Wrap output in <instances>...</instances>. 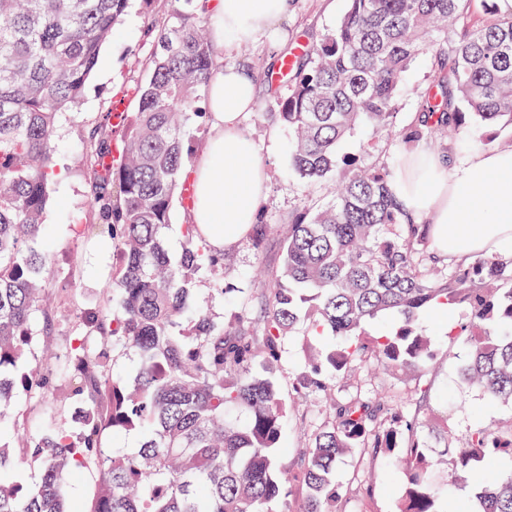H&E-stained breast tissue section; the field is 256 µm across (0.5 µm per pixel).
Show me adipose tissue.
Here are the masks:
<instances>
[{"label": "adipose tissue", "instance_id": "adipose-tissue-1", "mask_svg": "<svg viewBox=\"0 0 512 512\" xmlns=\"http://www.w3.org/2000/svg\"><path fill=\"white\" fill-rule=\"evenodd\" d=\"M291 6L292 0H211L210 39L220 51L252 43ZM255 101L245 70L217 65L205 101L209 133L185 177L192 188L187 221L218 251L247 238L267 190L266 168L241 126ZM394 190L416 222L430 224L438 253L470 260L512 252V150L483 151L454 165L412 152L403 157Z\"/></svg>", "mask_w": 512, "mask_h": 512}]
</instances>
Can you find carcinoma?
Masks as SVG:
<instances>
[{"instance_id":"1","label":"carcinoma","mask_w":512,"mask_h":512,"mask_svg":"<svg viewBox=\"0 0 512 512\" xmlns=\"http://www.w3.org/2000/svg\"><path fill=\"white\" fill-rule=\"evenodd\" d=\"M335 29L292 62L278 102L291 135L289 159L303 179L336 169L337 146L360 125L397 138L393 108L403 74L424 51L436 61V90L422 102L412 139L451 140L476 120L480 141L512 130V6L483 0L485 18L465 21L473 0H348ZM130 0H0V512H68L71 472L95 482L85 512H273L289 484L304 488L298 512H333L340 458L367 448L392 458L405 480L397 512H442L433 474L470 489L450 512H512V422L476 426L462 448L436 449L395 399L361 393L331 402L295 474L281 465L287 403L276 372L282 344L302 335L335 344L311 358L291 396L318 399L352 367L424 371L433 359L419 319L463 305L469 321L448 342L468 348L457 383L490 403L512 404V256L469 262L429 252V225L411 222L390 172L354 167L336 197L282 230V263L265 273L259 312L212 318L224 293V254L196 224L184 225L174 260L163 245L184 168L187 117L196 111L217 50L203 0H169L147 33L150 75L131 88L135 112L121 126L106 112L78 151L89 205L100 223L73 224L79 237L112 240V308L79 312L60 352L32 350L54 336L50 283L64 269L40 248L56 176L60 114L81 99L102 46ZM274 226L254 224L259 251ZM383 319L376 335L362 325ZM137 359L132 378L111 372V346ZM29 397V405L18 402ZM142 436L136 452H109V433ZM21 448L39 477L14 478Z\"/></svg>"}]
</instances>
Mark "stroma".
I'll return each mask as SVG.
<instances>
[{
    "label": "stroma",
    "mask_w": 512,
    "mask_h": 512,
    "mask_svg": "<svg viewBox=\"0 0 512 512\" xmlns=\"http://www.w3.org/2000/svg\"><path fill=\"white\" fill-rule=\"evenodd\" d=\"M165 0H131L129 8L111 39L100 51L94 74L87 83L80 102L65 113L59 122L55 140V163L60 178L51 185V200L45 220L41 246L53 254L56 262L69 266L67 278L54 280L51 291L66 296L57 315V345H65L71 336L74 311L103 309L108 305L105 288L112 278V242L102 238H77L70 230L73 215H81L84 223L98 221L97 213L87 204V180L75 147L87 130L110 111L122 89L147 78V72L135 65L149 57L151 39L146 33L148 21L161 15ZM346 9V0H294L287 21L260 36L254 43L225 51V64L246 67L255 82L256 107L243 122L246 132L257 147V155L267 168V192L260 204L263 223L280 225L289 217L321 207L331 198L333 179L347 175L338 166L333 179L309 181L300 178L288 158L290 135L277 118V96L286 95L290 78L282 75L285 57L298 47L318 42L332 31ZM437 79V67L430 53H422L403 76L395 102L399 138L390 139L366 126L357 127L338 147L342 157L353 158L364 168L396 169L407 152L426 149L434 153L450 152L454 161H463L478 153L471 131H464L451 144L431 140L413 141L407 134L420 112L421 97ZM281 261V239L271 235L264 250L256 251L249 243H241L226 251L224 262L229 270L224 297L214 298L212 312L225 317L242 310L235 291L253 288L252 277L261 268L273 269ZM456 309L441 321L432 315L420 320L435 351L428 372L384 371L367 365L336 386L338 401H346L360 393L383 398L401 399L408 412L418 415L448 414V445L462 447L470 427L477 423L497 425L512 420V405L485 403L478 391L463 389L456 383V369L466 357L463 345H449L448 328L464 319ZM325 417L324 408L312 400L301 405L287 418L284 436L286 453L282 463L296 470L298 450L303 447ZM404 481L402 470L382 455L355 450L345 455L336 466V483L342 496L336 512H396L398 494Z\"/></svg>",
    "instance_id": "35a3bbf8"
}]
</instances>
